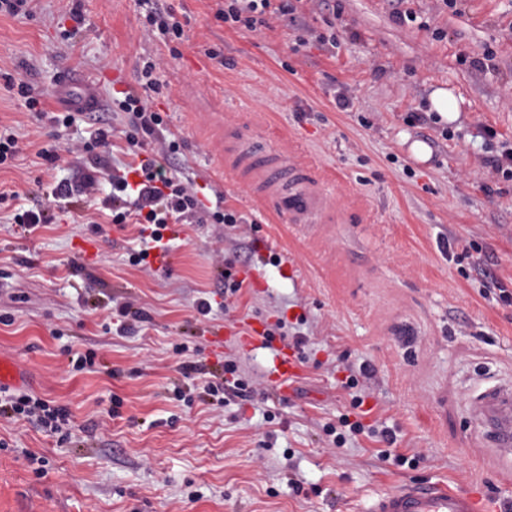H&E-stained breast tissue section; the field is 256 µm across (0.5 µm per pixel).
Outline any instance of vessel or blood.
Wrapping results in <instances>:
<instances>
[{
    "mask_svg": "<svg viewBox=\"0 0 512 512\" xmlns=\"http://www.w3.org/2000/svg\"><path fill=\"white\" fill-rule=\"evenodd\" d=\"M60 104L73 112H93L100 106L99 86L91 81L63 80L56 89ZM253 180L259 188L257 198L272 203L280 216L320 208L322 194L307 191L285 195L277 182L260 171ZM299 365L288 345L275 348L270 377L277 387H285L289 378L297 377ZM27 375L16 363L0 357V388L25 384ZM477 421L486 439L502 453L512 452V392L494 390L487 393L477 409ZM369 512H486L485 500L474 492L452 490L439 485L405 484L381 494Z\"/></svg>",
    "mask_w": 512,
    "mask_h": 512,
    "instance_id": "b4317fda",
    "label": "vessel or blood"
}]
</instances>
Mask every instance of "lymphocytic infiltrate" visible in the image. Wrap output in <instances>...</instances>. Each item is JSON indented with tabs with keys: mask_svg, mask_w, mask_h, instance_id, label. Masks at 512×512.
<instances>
[{
	"mask_svg": "<svg viewBox=\"0 0 512 512\" xmlns=\"http://www.w3.org/2000/svg\"><path fill=\"white\" fill-rule=\"evenodd\" d=\"M112 106L128 116L125 139L129 146L140 145L146 138L156 136L164 124L161 113L151 110L147 101L135 91L125 92ZM183 148L179 140H171L162 149L161 160L128 165L125 173H110L105 160L92 166L73 170L70 178L59 181L52 196L66 200L76 195H87L95 190L102 176H109L112 193L108 208L116 224H134L138 227L139 251L130 261L138 265L145 261L150 250L168 252L164 232L171 224H239L243 218L225 209L223 198L207 205L192 183L182 181L173 169ZM0 415L12 419L36 422L46 433L57 434L69 418L64 407L50 404L32 394L8 389L0 390Z\"/></svg>",
	"mask_w": 512,
	"mask_h": 512,
	"instance_id": "f902f5d3",
	"label": "lymphocytic infiltrate"
}]
</instances>
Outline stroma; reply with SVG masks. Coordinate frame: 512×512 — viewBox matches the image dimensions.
<instances>
[{"label":"stroma","instance_id":"obj_1","mask_svg":"<svg viewBox=\"0 0 512 512\" xmlns=\"http://www.w3.org/2000/svg\"><path fill=\"white\" fill-rule=\"evenodd\" d=\"M153 3L39 0L32 14L0 13V130L22 147L0 166V356L27 372L26 392L70 413L64 439L0 417V512H368L407 483L477 490L512 512L499 453L472 424L485 393L512 388V303L500 298L512 294V178L486 163L512 145V0H407L416 19L403 23L386 0H291L303 31L271 0L253 32L217 19L224 0H165L184 29L167 43L147 26ZM487 46L496 57L480 72L471 60ZM147 58L162 82L148 99L185 143L183 177L246 221L170 225L167 257L134 266L138 229L111 223L108 182L89 197L51 194L77 165L131 161L126 118L111 115L110 150L93 147L84 122L57 127L55 90L67 74L91 77L110 105L137 88ZM19 78L43 113L9 89ZM438 88L455 120L412 123ZM342 91L352 111L335 108ZM240 143L301 170L324 208L286 219L258 202L230 156ZM51 144L49 170L39 152ZM36 202L54 223L15 224ZM251 241L264 283L225 294L224 259ZM484 268L497 289L485 291ZM126 302L150 316L131 333L116 316ZM280 319L302 369L284 394L268 378L271 349L212 336ZM86 352L94 370L73 371ZM228 359L253 398L216 403L199 375L178 371L220 377ZM366 364L372 379L343 388ZM344 414L394 431L405 464L380 460L365 433L336 446L324 427Z\"/></svg>","mask_w":512,"mask_h":512}]
</instances>
